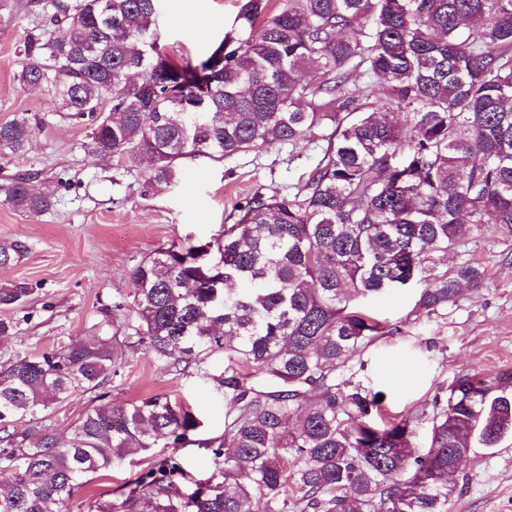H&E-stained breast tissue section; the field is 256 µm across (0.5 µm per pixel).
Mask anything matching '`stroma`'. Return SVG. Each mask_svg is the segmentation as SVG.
I'll list each match as a JSON object with an SVG mask.
<instances>
[{"label": "stroma", "instance_id": "stroma-1", "mask_svg": "<svg viewBox=\"0 0 512 512\" xmlns=\"http://www.w3.org/2000/svg\"><path fill=\"white\" fill-rule=\"evenodd\" d=\"M27 3L0 0V123L24 116L36 134L25 152L0 154V186L31 174V187L49 193L52 207L31 217L0 193V289H26L14 304L0 305V320L13 325L0 341V362L78 340L103 307L119 306L121 327L134 324L122 304L142 260L174 243L215 240L236 203L257 191L288 193L307 179L322 148L313 139L298 146L277 142L220 162L199 157L184 162L183 179L172 184L149 181L138 160L93 156L86 149L93 117H72L55 106L47 89L24 88L15 80L35 31ZM237 11L238 0H165L160 44L174 61L197 64L230 29ZM467 260L485 268L484 286L438 313L413 315V285L361 300L390 333L336 372L383 392V417H415L420 443L432 427L434 397H447L457 378L512 369V238L488 229L441 266ZM226 364L219 351L202 370L179 372L141 348L112 374L106 400L121 405L168 394L192 407L203 423L202 438H216L224 433V396L212 378ZM159 455L155 448L96 474L63 512H85L90 497L110 499ZM448 487V512H512V438L474 449Z\"/></svg>", "mask_w": 512, "mask_h": 512}]
</instances>
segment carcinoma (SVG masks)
Returning a JSON list of instances; mask_svg holds the SVG:
<instances>
[{"label":"carcinoma","mask_w":512,"mask_h":512,"mask_svg":"<svg viewBox=\"0 0 512 512\" xmlns=\"http://www.w3.org/2000/svg\"><path fill=\"white\" fill-rule=\"evenodd\" d=\"M160 0H29L55 35L25 45L20 85L96 116L87 150L145 164L172 183L197 156L219 161L320 134L322 157L293 194L255 192L213 242L161 248L133 271L135 335L109 310L86 336L0 363V512H61L91 476L152 448L173 452L87 512H448V473L512 438V370L449 386L425 445L414 420L373 423L377 395L346 366L384 336L355 306L416 280L418 316L485 283L439 258L487 226L512 237V0H240L232 28L196 66L159 44ZM224 56L216 57L218 48ZM386 87V96L375 84ZM34 135L0 124V153ZM31 174L3 188L30 216L51 196ZM167 366L227 358L213 377L224 435L159 393L115 406L99 392L128 351ZM96 393L60 442L42 413ZM39 427L31 440L17 425ZM210 450L185 486L177 448Z\"/></svg>","instance_id":"carcinoma-1"}]
</instances>
